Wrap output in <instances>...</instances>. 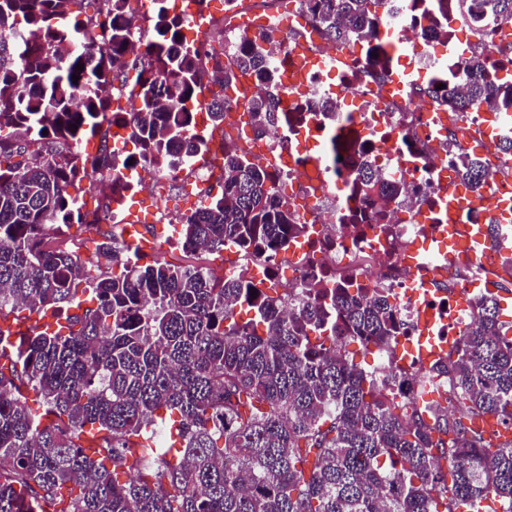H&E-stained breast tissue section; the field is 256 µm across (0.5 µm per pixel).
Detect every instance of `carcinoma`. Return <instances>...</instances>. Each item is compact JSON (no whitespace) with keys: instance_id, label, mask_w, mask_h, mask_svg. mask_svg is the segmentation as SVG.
Listing matches in <instances>:
<instances>
[{"instance_id":"1","label":"carcinoma","mask_w":512,"mask_h":512,"mask_svg":"<svg viewBox=\"0 0 512 512\" xmlns=\"http://www.w3.org/2000/svg\"><path fill=\"white\" fill-rule=\"evenodd\" d=\"M304 2L334 43H369L385 7ZM126 3L0 0L10 34H0V459L11 460L0 468V512H482L488 499L512 512V440L464 422L491 413L512 430V320L499 295L477 301L471 326L428 371L448 379L445 396L421 404L404 396L400 370L383 377L346 350L356 342L394 357L401 321L384 289L320 280L296 297L253 296L240 278L143 263L101 229L132 159L111 140L176 166L201 146L191 113L224 122V97L199 100L206 85H229L236 70L274 80L255 41L226 63L176 38L190 20L164 0L135 50ZM479 8L512 21V0ZM391 61L376 48L370 75L386 78ZM462 81L465 94L440 102L512 108V72L493 78L475 59ZM116 82L137 101L128 122L112 109ZM277 111L272 97H253L254 130ZM93 138L90 156L81 145ZM89 167L99 174L92 210L70 193ZM224 169L219 191L181 219L186 248L261 255L304 232L264 166L226 146ZM457 173L481 187L480 162ZM375 183L365 157L353 194L366 199ZM62 224L101 236L96 271L47 247ZM238 307L253 316L237 320ZM22 308L29 314L16 315ZM49 309L66 313V333L41 324ZM26 389L42 396L41 412L28 409Z\"/></svg>"}]
</instances>
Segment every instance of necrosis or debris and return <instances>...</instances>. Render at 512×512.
<instances>
[{"instance_id":"4bbe7bcc","label":"necrosis or debris","mask_w":512,"mask_h":512,"mask_svg":"<svg viewBox=\"0 0 512 512\" xmlns=\"http://www.w3.org/2000/svg\"><path fill=\"white\" fill-rule=\"evenodd\" d=\"M427 0H389L376 44L398 48L387 79L369 78L368 55L350 43H329L318 31L302 41L284 32L276 11L254 0H224L223 15L196 10L191 18L201 36L224 22L252 15L260 25L242 32L245 40L264 42L277 74L270 87L283 115L280 124L251 133L239 147L265 166L276 187L293 185L286 202L305 199L303 235L291 238L274 258L241 251L224 254L222 272L251 283L258 291L298 289L323 276L354 288H386L404 328L397 338L399 354L381 371L397 366L410 376L407 395H415L429 378L430 366L448 353L469 325L476 299L498 292L512 280V246L491 238L478 256L448 247L449 225L484 224L491 207L487 194L512 201V152L501 150L512 139V127H489L488 110L454 112L437 105L449 69L464 65L472 48H459V32L479 37L499 34L501 22L479 21L470 7L449 13L448 34L436 33L427 20ZM429 87L430 95L417 90ZM342 102L340 124L349 134L339 152H331V129L313 113L324 100ZM239 102L226 101L224 123L211 126L206 111L194 115L205 145L194 157L160 170L147 161L124 170L115 189L113 216L124 224L125 202L140 194L164 196L171 185L195 189L207 204L224 182V156L214 141L225 138L237 122ZM454 154H447V141ZM367 146L381 182L404 189L412 205L402 209L390 200H355L350 188L356 150ZM478 158L486 172L484 191L461 211L448 209V172L457 162Z\"/></svg>"}]
</instances>
